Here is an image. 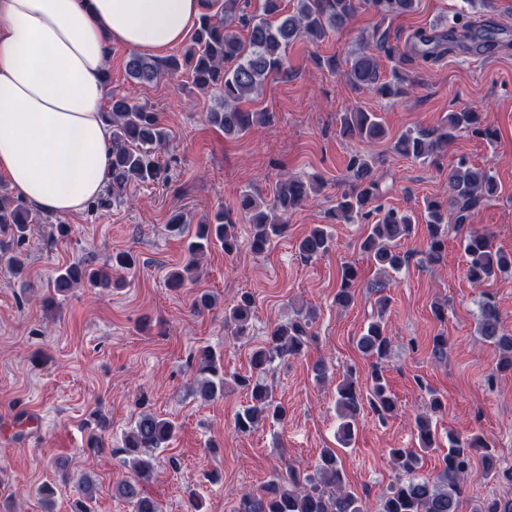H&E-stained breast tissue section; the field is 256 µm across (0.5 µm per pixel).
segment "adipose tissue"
<instances>
[{"label": "adipose tissue", "instance_id": "obj_1", "mask_svg": "<svg viewBox=\"0 0 512 512\" xmlns=\"http://www.w3.org/2000/svg\"><path fill=\"white\" fill-rule=\"evenodd\" d=\"M207 0H0V178L33 207L80 211L103 192L112 45L158 52Z\"/></svg>", "mask_w": 512, "mask_h": 512}]
</instances>
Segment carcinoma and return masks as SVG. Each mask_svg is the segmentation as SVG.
I'll use <instances>...</instances> for the list:
<instances>
[{
	"mask_svg": "<svg viewBox=\"0 0 512 512\" xmlns=\"http://www.w3.org/2000/svg\"><path fill=\"white\" fill-rule=\"evenodd\" d=\"M284 0H261V12L250 10L251 0H224V13L204 14L194 29L191 45L181 56L165 61L133 54L127 61V71L139 83H151L165 75L182 70L188 72L191 84L202 91L211 92L217 106L206 114L209 125L224 131L226 136H241L259 121L267 119L265 112H250L242 104L253 100L272 74L286 69L287 48L297 41L319 43L351 21L358 9V0H293V9L283 7ZM369 4L385 18L416 10L420 0H369ZM483 26L468 20L461 24L459 40H483ZM446 35L419 33L411 41L412 52L429 61L444 52ZM392 47L385 33L374 32L350 60L344 70L346 81L354 88L373 90L387 98L407 93L406 77L392 72L391 80L382 81L380 54H388ZM104 122L112 129V146L108 157V181L104 196L97 205L104 207L121 199L131 181L143 184L163 179L155 151L164 145L169 134L159 115L145 105L124 95H114L109 109L102 113ZM343 134L357 136L375 143L386 136L381 118L375 112L357 110L341 118ZM469 129L483 139L495 138V130L488 116L462 109L448 113V123L441 130H416L401 134L393 143L400 156L415 161L435 160L447 152L453 133ZM378 158L371 154H356L347 165L350 188L336 198L330 219L336 224L365 221L376 217L370 224L362 248L373 257L385 272L400 271L408 255L400 251L402 240L411 236L416 224L415 214L409 210L384 208L375 204L380 197L375 178ZM497 183L494 175L478 168L464 158L448 168V201H429L425 207L428 233L426 258L431 263L440 261L445 250L447 226L465 224L469 213L494 196ZM316 193L315 187L299 178L281 179L273 196L265 200L245 193L239 198L238 209L253 225L250 247L262 252L271 240L286 232L285 215L295 211ZM40 218L22 201L0 194V234L7 241L0 243V259L10 270L20 275L26 270L22 246L31 229ZM230 214L217 210L213 219L196 225L188 244L190 258L187 264L167 276L171 288H183L194 281L193 271L198 261L215 243L231 254L240 247ZM331 235L321 225L311 228L298 245L300 255L311 260L329 252ZM464 252L468 256L467 277L479 284L512 270V254L501 251L488 232L471 231L465 239ZM357 273L354 267H342L340 288L336 304L347 306L353 295L352 282ZM107 288L112 280L107 270L90 268L80 263L61 267L53 280L51 296L45 305L53 303L54 296L65 295L78 286ZM377 318L370 321L357 341L360 352L375 359L370 387L363 390L353 374L349 373L336 387V408L339 413V442L350 445L356 430L357 417L363 404L384 418L396 411L397 400L378 365L385 360L391 348V338L383 318L388 298L376 301ZM254 313V298L245 292L224 311V324L232 335L247 334ZM314 313H298L297 318L275 327L266 343L257 348L251 358L253 373L235 375L233 383L250 393L247 404L235 419L238 432L253 431L263 421L283 420L285 411L274 400L269 386L261 374L278 356H299L312 339L310 332ZM477 329L501 353L499 368L512 370V331L505 329L499 309L491 298L480 301ZM197 384L196 395L208 402L224 394L221 358L210 348L198 349L194 356ZM418 447L393 448L390 455L401 475L391 484L377 505L376 512H459L464 493L462 478L472 466L475 455H480L486 471L494 467L489 445L478 434L458 438L448 434L447 453L442 457V469L433 478L419 474L423 457L440 448L438 431L431 417L422 413L416 417ZM176 427L167 418L150 412L138 415L134 425L124 436L122 452L130 455L124 460L137 479L144 480L154 473L155 451L167 447L173 440ZM119 496L132 506V512H163L160 503L140 492L139 485L123 482L117 486ZM72 512H91L93 488L88 481L76 485ZM236 512H368L367 506L346 488V476L334 448L322 450L315 470L299 475L289 469L274 473L261 487L241 495Z\"/></svg>",
	"mask_w": 512,
	"mask_h": 512,
	"instance_id": "obj_1",
	"label": "carcinoma"
}]
</instances>
